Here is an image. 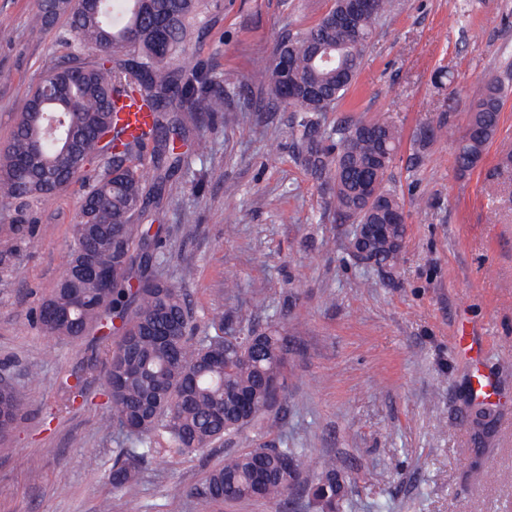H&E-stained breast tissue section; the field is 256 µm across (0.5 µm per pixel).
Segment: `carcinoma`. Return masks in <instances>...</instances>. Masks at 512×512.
Masks as SVG:
<instances>
[{"label":"carcinoma","instance_id":"1","mask_svg":"<svg viewBox=\"0 0 512 512\" xmlns=\"http://www.w3.org/2000/svg\"><path fill=\"white\" fill-rule=\"evenodd\" d=\"M203 4L154 0L147 9L141 0H56L50 13L39 3L32 22L45 28L65 16L73 39L65 61L27 94L0 152V215L16 237L28 236L38 210L69 186L58 174L86 178L62 274L39 319L52 337L78 338L91 326L104 336L120 332L105 350L107 412L101 424L131 439V447L114 451L109 474L115 488L131 495L139 463L158 456L172 464L204 452L273 409L269 385L285 390L287 337L241 328L230 337L195 342L182 331L191 310L180 290L153 271L163 225L142 224L147 204L170 195L174 177L184 173L177 142L189 137L185 115L222 112L234 93L188 54L187 45L207 24ZM400 5L379 0L376 12L357 18L349 38L335 22L345 0H334L317 23L276 45L274 52L290 60L288 70L273 60L259 71L273 100L303 113L296 129L300 161L328 191L336 217L348 224H373L388 214L405 218L400 195L386 184L400 134L385 119H360L333 131L332 155L322 145L318 116L343 99L380 21ZM349 39L354 46L337 63L316 53ZM483 83L455 153L462 176L478 166L498 132L505 89L493 74ZM129 100L148 112L147 122L133 127L125 119ZM149 142L153 155L147 162L143 149ZM405 236V223L393 224L362 261L393 267ZM87 265L105 270L107 284L90 273L77 278L76 270ZM22 401L15 387L0 389L1 438L19 426ZM290 462L299 466L298 451L286 441L278 448H248L224 458L194 493L214 501L281 498ZM308 492L317 512L344 508L346 487L332 463Z\"/></svg>","mask_w":512,"mask_h":512}]
</instances>
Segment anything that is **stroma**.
I'll use <instances>...</instances> for the list:
<instances>
[{"label": "stroma", "mask_w": 512, "mask_h": 512, "mask_svg": "<svg viewBox=\"0 0 512 512\" xmlns=\"http://www.w3.org/2000/svg\"><path fill=\"white\" fill-rule=\"evenodd\" d=\"M39 0H0V148L27 92L59 64L66 21L30 28ZM334 0H209L192 45L236 93L197 133L213 150L188 155L192 182L164 200L151 224L165 227L155 273L179 287L195 336L272 328L288 338L283 403L258 424L172 465H140L136 498L108 479L123 436L103 431V346L96 331L45 335L36 319L55 287L80 183L48 203L32 241L0 223V378L24 395L22 422L0 440V512H316L303 489L335 459L347 512H512V0H402L379 26L359 75L333 111L329 133L385 117L402 139L388 172L403 198L405 249L393 268L357 260L351 227L297 160L300 113L277 105L255 70L283 36L316 23ZM448 72V80L437 77ZM507 88L500 131L466 177L457 142L416 137L439 117L464 134L486 74ZM193 223H186V215ZM193 266L194 280L180 271ZM484 352L497 385L494 424L477 431L468 383L474 369L457 335ZM83 394L65 406V380ZM287 441L298 449L301 486L271 501L211 502L193 495L226 455Z\"/></svg>", "instance_id": "obj_1"}]
</instances>
